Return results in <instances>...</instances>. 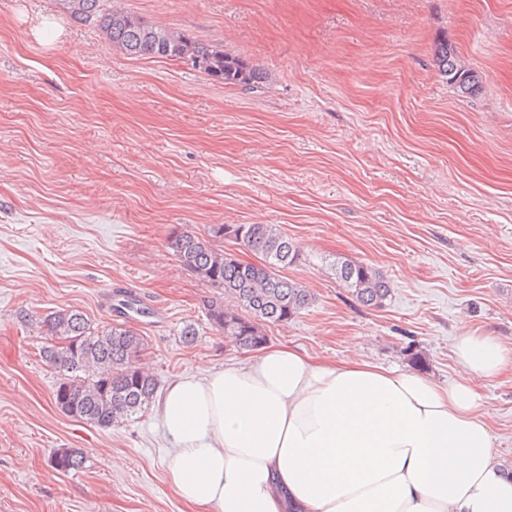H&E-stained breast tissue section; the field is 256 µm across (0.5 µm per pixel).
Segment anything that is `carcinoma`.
<instances>
[{
	"mask_svg": "<svg viewBox=\"0 0 512 512\" xmlns=\"http://www.w3.org/2000/svg\"><path fill=\"white\" fill-rule=\"evenodd\" d=\"M81 8L66 9L79 24L100 29L112 45L131 56L190 61L191 65L226 85L250 89L263 84L260 69L236 55L207 48L189 36L152 24L123 9L107 8L104 0H79ZM440 75L459 95L471 97L483 88V75L465 65L455 48L441 42L435 49ZM229 237L253 253L259 262H245L213 242L189 232H174L168 240L182 267L224 291L235 308L220 299L209 301L211 324L235 346L256 350L266 342L263 326L285 323L308 307L309 291L281 275L300 260L298 246L273 224H231L211 231ZM336 278L363 305L380 308L390 297L389 281L379 270L352 259L336 260ZM47 342L42 358L61 373L53 395L64 415L100 429L145 412L157 393V379L135 367L144 350L136 329L114 324L98 329L78 310H58L44 320ZM70 340L67 345L63 340ZM51 466L61 472L79 471L85 456L77 449L53 452Z\"/></svg>",
	"mask_w": 512,
	"mask_h": 512,
	"instance_id": "obj_1",
	"label": "carcinoma"
}]
</instances>
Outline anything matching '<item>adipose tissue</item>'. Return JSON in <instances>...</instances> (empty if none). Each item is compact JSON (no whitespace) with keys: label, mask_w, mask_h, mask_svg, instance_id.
<instances>
[{"label":"adipose tissue","mask_w":512,"mask_h":512,"mask_svg":"<svg viewBox=\"0 0 512 512\" xmlns=\"http://www.w3.org/2000/svg\"><path fill=\"white\" fill-rule=\"evenodd\" d=\"M448 387L291 348L166 384L154 409L199 512H512L476 382L512 348L461 327Z\"/></svg>","instance_id":"1"}]
</instances>
